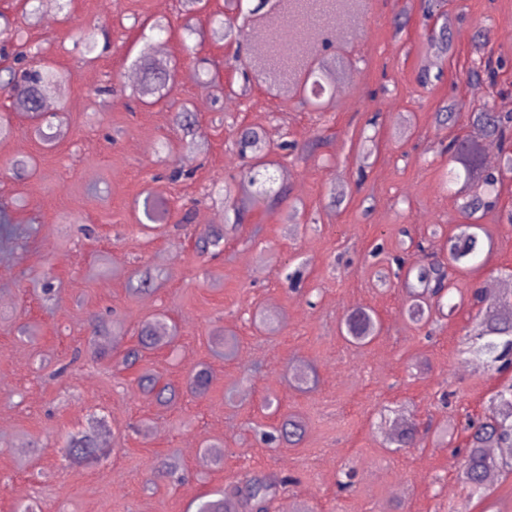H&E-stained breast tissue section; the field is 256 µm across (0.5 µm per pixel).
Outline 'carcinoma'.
<instances>
[{
	"mask_svg": "<svg viewBox=\"0 0 512 512\" xmlns=\"http://www.w3.org/2000/svg\"><path fill=\"white\" fill-rule=\"evenodd\" d=\"M285 21L288 29L280 32L271 28L258 30L256 35L267 49L265 67L277 74L275 86L285 94L297 95L315 109L331 106L336 95L335 72L332 63L336 56H319V44L330 35L326 19L338 9L352 8L359 0H284ZM213 33L233 41L237 49H242L252 33H245L235 25L234 18L227 16L215 21ZM13 33L19 51L14 56L4 54L3 59H11L7 66H0V90L13 99L17 111L29 118L45 122L60 135L61 125L58 114L44 108V100L49 93L64 84L68 75L65 71L45 61L40 46L21 42L19 29L10 17L0 12V34ZM428 47L440 54L449 52L451 41L448 26H441L439 32L428 40ZM135 68L140 75V83L135 89L138 100L152 97L160 101L167 97L177 85V72L167 63L145 51L135 60ZM473 80L494 86L495 69L492 60H479L469 71ZM486 137L500 144L512 142V113L494 112L487 108L474 117ZM234 145L239 155L250 159V164L240 178L232 177L224 182L221 189L226 225L213 228L195 241L198 254L216 256L224 251V241L228 231H235L245 223L249 206L266 203L277 204L288 197L287 177L283 166L268 159V150L263 132L250 125H241L234 132ZM482 141L466 136L448 142V156L453 167L448 170V182L464 185L469 174L483 172L481 185L472 193L462 195V211L472 216L490 209L499 182V172L484 164ZM168 213L167 207L153 197L143 201V215L152 224H161ZM478 224H465L462 230L448 240V259L457 265L465 264L476 256L480 249ZM395 277L410 299L409 314L420 320L436 310L443 313L441 299L443 292L451 289L446 283L445 264L441 261L426 265L405 267L400 257L392 259L384 277ZM156 275L145 271L135 280L128 281V290L136 295L147 293ZM493 298L480 288L473 289L470 303L482 312L480 330L472 348L485 361L492 371L503 372L512 366V313L493 310ZM380 331V324L374 315L364 309L349 312L343 319L342 332L354 344L365 345ZM117 336L116 325L98 322L93 325L88 348L91 355L102 357L112 352ZM172 327L161 317L144 321L138 342L127 348L122 363L132 368L143 360L147 351L173 347ZM212 381V373L205 366L190 373V388L198 396L207 394ZM139 386L155 396L162 405L173 403L180 391L171 384L158 385L156 376L148 369L138 377ZM494 400L497 406L508 403L507 411H498L493 418H484L469 425L470 434L463 452L459 472L461 481L470 491L484 494L489 488V478L493 474L512 473V384L499 390ZM109 434L106 421L97 419L87 430L70 436L65 448L71 463L90 467L109 452L105 436ZM304 435V425L295 416L283 419L280 425L265 434L270 442L298 444ZM289 482L286 476L273 473H255L231 487L230 497L235 500L238 512H267L271 501L282 487Z\"/></svg>",
	"mask_w": 512,
	"mask_h": 512,
	"instance_id": "obj_1",
	"label": "carcinoma"
}]
</instances>
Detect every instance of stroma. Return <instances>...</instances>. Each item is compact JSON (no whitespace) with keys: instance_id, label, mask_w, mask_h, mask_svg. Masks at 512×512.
<instances>
[{"instance_id":"stroma-1","label":"stroma","mask_w":512,"mask_h":512,"mask_svg":"<svg viewBox=\"0 0 512 512\" xmlns=\"http://www.w3.org/2000/svg\"><path fill=\"white\" fill-rule=\"evenodd\" d=\"M160 18L169 33L158 40L149 26ZM183 23L181 0H71L24 28L69 79L53 93L66 133L50 147L0 93L11 122L0 161L30 163L23 178L0 181V210L16 224L15 237H0V512L34 498L51 512H188L196 498L259 471L291 479L269 512H512V474L494 478L483 498L458 478L468 421L487 416L512 383V371H467L465 352L479 317L471 289L512 279V172L496 206L471 219L446 182L449 140L471 134L484 106L512 98V0H367L357 38L343 42L346 93L322 113L279 96L260 65L244 76L231 68L235 46L211 36L208 14L197 17L196 39ZM443 25L452 46L436 62L427 38ZM90 26L106 45L92 62L81 44ZM146 46L182 78L172 100L150 108L137 105L128 78ZM197 56L229 88L224 108L189 80ZM482 57L503 64L499 92H475L467 77ZM182 101L197 114L202 152L184 148L175 124ZM444 102L460 113L443 128L434 117ZM240 123L263 131L270 160L291 172L290 194L255 207L223 254L203 257L196 237L224 223L210 194L245 167L232 146ZM317 136L323 145L309 149ZM286 141L295 151L283 152ZM175 168L184 178L171 179ZM148 195L168 208L155 229L142 223ZM470 220L491 250L449 265L450 317L413 322L404 288L379 284L376 269L395 255L410 266L447 258L448 237ZM300 264L294 288L285 274ZM146 270L158 275L153 291L130 294L129 278ZM356 308L381 323L363 347L339 333ZM157 314L175 323L178 349L148 352L144 363L182 385L169 406L140 390L138 370L80 352L90 316L122 323L123 350ZM264 315L276 318V333ZM29 324L31 340L18 334ZM218 327L239 340L231 358L210 348ZM300 361L314 381L297 383L291 366ZM201 364L212 370L203 397L184 388ZM270 396L304 420L299 445L261 441L276 421L261 409ZM94 416L111 426L112 451L93 466H69L66 437ZM402 419L419 429L414 447L394 444L391 425ZM443 426L452 441L437 437ZM208 445L219 446L223 465H198ZM171 456L185 469L176 486L155 474ZM349 470L354 487L343 493L337 483Z\"/></svg>"}]
</instances>
